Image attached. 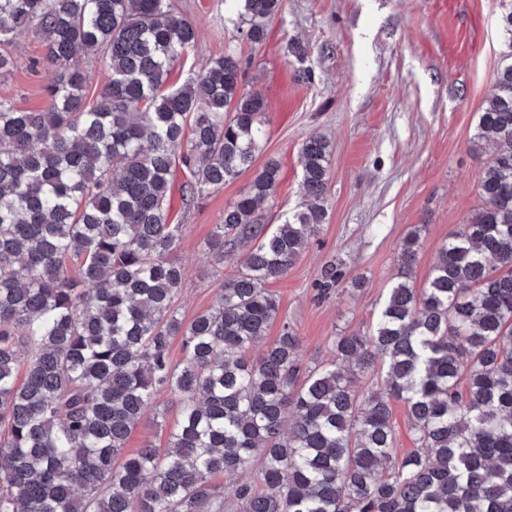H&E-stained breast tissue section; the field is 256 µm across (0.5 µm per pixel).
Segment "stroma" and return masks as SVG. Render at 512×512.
<instances>
[{
	"mask_svg": "<svg viewBox=\"0 0 512 512\" xmlns=\"http://www.w3.org/2000/svg\"><path fill=\"white\" fill-rule=\"evenodd\" d=\"M199 41L171 75L187 78L193 61L241 49L246 88L262 93L263 145L253 171L202 200L172 198L175 223L186 231L177 250L185 270L178 299L190 319L215 302L224 274L241 253L215 265L204 244L224 210L247 190L254 170L279 165L275 198L259 211L267 226L282 223L302 200L300 147L309 137L329 141L328 216L293 266L269 288L279 302L269 338L282 328L298 340L303 366L334 361L333 340L370 334L400 267L399 247L411 230L420 249L410 281L425 287L448 238L481 205L478 184L489 152L471 138L500 64V0H285L263 45L250 47L226 0H179ZM312 48L310 81H299L286 56L290 39ZM15 65L0 73V99L21 110H44L53 78L42 42L22 35ZM342 262L348 279L319 296L322 268ZM363 280L362 287L350 284ZM179 403L162 392L133 428L127 453L164 447Z\"/></svg>",
	"mask_w": 512,
	"mask_h": 512,
	"instance_id": "obj_1",
	"label": "stroma"
}]
</instances>
